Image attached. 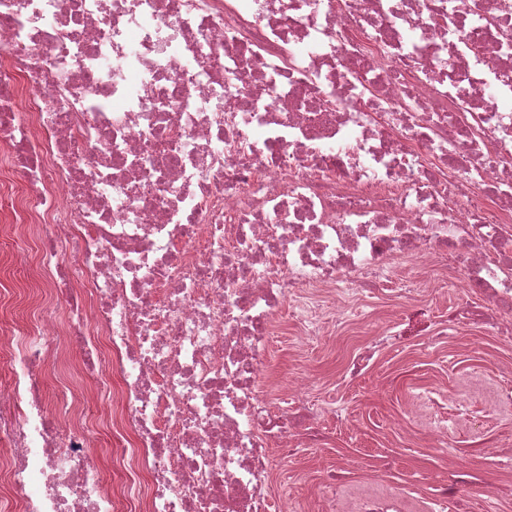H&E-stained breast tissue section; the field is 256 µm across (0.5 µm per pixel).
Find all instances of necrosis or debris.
<instances>
[{
	"label": "necrosis or debris",
	"instance_id": "4bbe7bcc",
	"mask_svg": "<svg viewBox=\"0 0 512 512\" xmlns=\"http://www.w3.org/2000/svg\"><path fill=\"white\" fill-rule=\"evenodd\" d=\"M0 148L51 298L0 336V512H286L275 457L325 435L263 387L273 324L288 302L325 335L394 266L481 295L433 339L512 340V0H0ZM64 359L119 402L103 426L66 382L49 407ZM470 395L405 415L449 450L512 407ZM352 467L332 512H410L348 494ZM467 477L450 454L426 512H464Z\"/></svg>",
	"mask_w": 512,
	"mask_h": 512
}]
</instances>
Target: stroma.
Listing matches in <instances>:
<instances>
[{
    "label": "stroma",
    "mask_w": 512,
    "mask_h": 512,
    "mask_svg": "<svg viewBox=\"0 0 512 512\" xmlns=\"http://www.w3.org/2000/svg\"><path fill=\"white\" fill-rule=\"evenodd\" d=\"M46 298V290L35 287L13 254L0 255L1 318L25 320ZM409 313L399 295H370L345 312L332 333L311 343L304 341L292 307L277 318L269 347V397L287 408L288 381L303 371L312 380L311 405L335 411L326 447L298 449L274 471L273 491L287 502L289 512H322V471L349 456L359 461L352 474L355 483L380 482L375 457L383 448L395 460L391 482L419 499L431 497L448 469V456L431 447L417 425H401L409 393L417 388L448 390L471 372L512 385V344L488 340L475 325L458 328L439 344L414 337L378 349L360 379L344 378L348 357L385 322L400 321ZM507 443L512 444V412L507 410L491 416L482 434L458 433L455 447L464 461L485 473L484 485L466 490L470 512H512V496L496 494L498 487L512 485V466L481 453L482 448Z\"/></svg>",
    "instance_id": "stroma-1"
}]
</instances>
